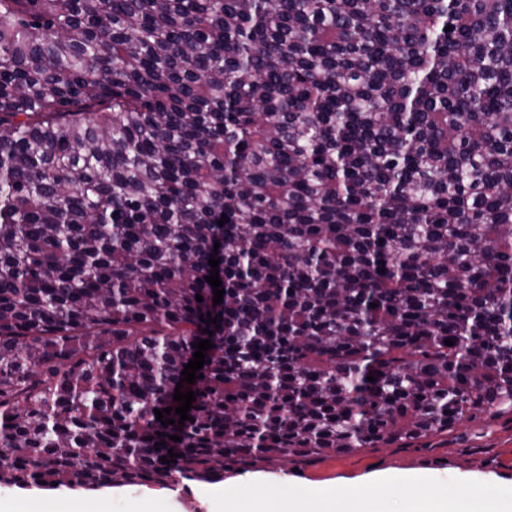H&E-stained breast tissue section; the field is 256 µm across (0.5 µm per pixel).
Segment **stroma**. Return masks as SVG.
Instances as JSON below:
<instances>
[{
    "label": "stroma",
    "mask_w": 512,
    "mask_h": 512,
    "mask_svg": "<svg viewBox=\"0 0 512 512\" xmlns=\"http://www.w3.org/2000/svg\"><path fill=\"white\" fill-rule=\"evenodd\" d=\"M448 469H439L441 460ZM275 485L291 475L298 486L319 493L349 489L378 476L398 492L412 480H430L455 491L462 477L477 482L491 476L512 485V413L463 421L452 431L407 445L363 448L342 455L288 457L251 466L248 472L225 471L211 481H185L172 487L113 484L97 490L0 487V512H52L65 504L67 512H84L101 503L104 512H224V498L238 492L244 474Z\"/></svg>",
    "instance_id": "1"
}]
</instances>
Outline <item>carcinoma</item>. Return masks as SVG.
Segmentation results:
<instances>
[{"instance_id": "obj_1", "label": "carcinoma", "mask_w": 512, "mask_h": 512, "mask_svg": "<svg viewBox=\"0 0 512 512\" xmlns=\"http://www.w3.org/2000/svg\"><path fill=\"white\" fill-rule=\"evenodd\" d=\"M489 412L512 0H0L1 487H170Z\"/></svg>"}]
</instances>
